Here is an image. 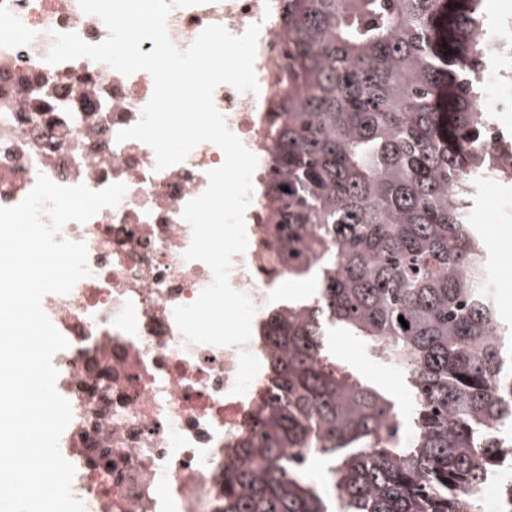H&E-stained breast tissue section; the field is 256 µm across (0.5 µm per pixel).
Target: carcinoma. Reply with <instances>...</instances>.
Instances as JSON below:
<instances>
[{
  "instance_id": "1",
  "label": "carcinoma",
  "mask_w": 512,
  "mask_h": 512,
  "mask_svg": "<svg viewBox=\"0 0 512 512\" xmlns=\"http://www.w3.org/2000/svg\"><path fill=\"white\" fill-rule=\"evenodd\" d=\"M480 4L287 0L268 202L288 277L318 290L264 327L270 391L230 446L222 512H480L486 480L512 464V436L494 431L512 427V327L471 213L494 176ZM336 328L404 375L409 420L336 361Z\"/></svg>"
}]
</instances>
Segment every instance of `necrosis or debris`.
<instances>
[{
    "label": "necrosis or debris",
    "instance_id": "1",
    "mask_svg": "<svg viewBox=\"0 0 512 512\" xmlns=\"http://www.w3.org/2000/svg\"><path fill=\"white\" fill-rule=\"evenodd\" d=\"M285 0H203L172 8L168 35L187 50L212 25L243 34L260 24L258 93L223 83L213 101L228 129L258 158L246 211L248 247L233 258L230 284L255 308L246 347L260 363L270 351L260 330L283 303L273 290L287 276L275 259L281 241L269 232L260 191L270 180L268 120L275 78L288 64L280 20ZM96 44L108 29L78 0H0V206L20 203L38 175L63 186L100 190L121 183L114 207L68 223L64 238L85 242L90 276L42 308L68 346L59 352L56 389L72 420L62 455L74 466L72 492L85 512H218L224 498V450L246 429L269 384L258 372L248 391L232 394L238 347L187 341L173 310L193 303L213 280L210 268L184 257L192 230L182 212L225 159L204 142L187 159L156 170L145 143L118 141L135 125L154 82L145 71L123 75L82 57L57 64L46 56L54 33ZM486 65L477 75L490 113L484 151L493 169L512 172V16L476 27Z\"/></svg>",
    "mask_w": 512,
    "mask_h": 512
}]
</instances>
